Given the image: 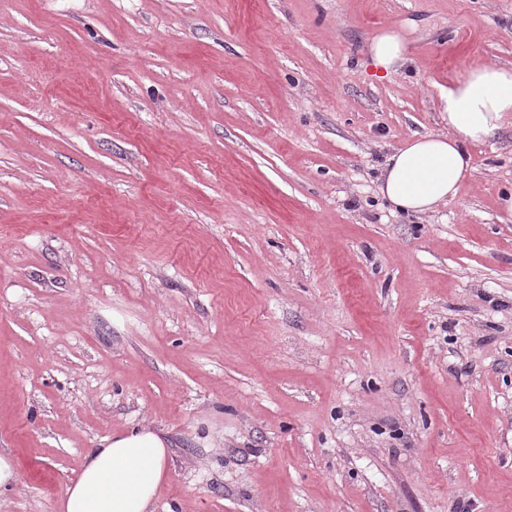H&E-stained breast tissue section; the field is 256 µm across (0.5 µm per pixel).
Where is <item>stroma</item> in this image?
<instances>
[{
	"label": "stroma",
	"mask_w": 512,
	"mask_h": 512,
	"mask_svg": "<svg viewBox=\"0 0 512 512\" xmlns=\"http://www.w3.org/2000/svg\"><path fill=\"white\" fill-rule=\"evenodd\" d=\"M478 63L512 0H0V512L136 424L154 512H512V125L378 189ZM371 63L387 75L394 74L407 61L409 41L406 33L399 28L386 27L380 29L369 43Z\"/></svg>",
	"instance_id": "obj_1"
}]
</instances>
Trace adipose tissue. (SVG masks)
Wrapping results in <instances>:
<instances>
[{
  "label": "adipose tissue",
  "mask_w": 512,
  "mask_h": 512,
  "mask_svg": "<svg viewBox=\"0 0 512 512\" xmlns=\"http://www.w3.org/2000/svg\"><path fill=\"white\" fill-rule=\"evenodd\" d=\"M371 63L394 74L409 55L402 29H380L369 43ZM449 134L407 139L385 161L380 192L394 206L422 214L457 197L471 168V146L512 122V68L477 64L443 93ZM170 444L148 426L111 434L90 449L62 492L57 512H154L170 477Z\"/></svg>",
  "instance_id": "1"
}]
</instances>
